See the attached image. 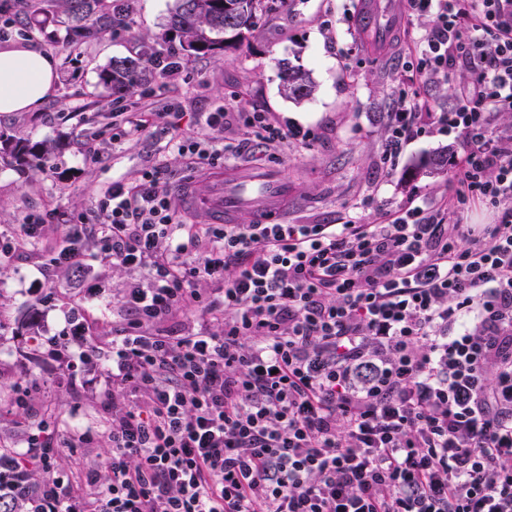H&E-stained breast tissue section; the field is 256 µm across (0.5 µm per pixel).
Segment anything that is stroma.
<instances>
[{
	"instance_id": "35a3bbf8",
	"label": "stroma",
	"mask_w": 512,
	"mask_h": 512,
	"mask_svg": "<svg viewBox=\"0 0 512 512\" xmlns=\"http://www.w3.org/2000/svg\"><path fill=\"white\" fill-rule=\"evenodd\" d=\"M357 2L266 0L240 42L215 56L186 58L177 79L125 95L104 89L99 71L113 59L136 58L148 47H160L173 0H124L123 26L68 54L57 49L65 36L63 24L33 27L14 12L0 14L12 27L13 42L50 54L57 72L52 92L34 110L0 112V131L51 148L37 163H0V230L16 228L32 214L44 215L52 226L93 223L103 191L119 177L134 179L159 168L161 189L174 193L199 179L189 157L171 150L168 135L160 131L174 101L182 106L177 132L187 139L204 137L222 145L223 131L205 127L201 118L230 97L246 111L268 113L310 133V141L289 140L275 157L250 148L234 161L236 168L287 180L288 205L279 222L341 224L356 215L372 222L376 213L363 209L366 199L389 208L417 193L429 201L447 196L452 174L424 176L415 169L436 152H461L463 138L428 136L407 145L394 167L382 163L396 93L393 76L406 71L411 56L397 48L347 56L346 47L362 40L355 24ZM284 61L309 72L315 85L311 96L298 101L284 94L279 76ZM469 79V70L462 67L448 82L427 85L421 94L431 111H450ZM118 109L158 113L157 125L113 139L112 114ZM42 263V248L25 245L0 264V439L18 455L26 436L43 424L63 431L107 428L112 407L101 397L103 368L69 371L66 363L49 356L46 340L61 335L68 310L80 304L89 312L87 336L107 347L113 328L123 320L121 301L133 277L96 262L86 272L60 268L46 282L39 274ZM94 280L104 285V296L89 295L86 284ZM26 391L29 406L21 413L15 401ZM109 453L102 443L80 448L61 455L58 469L72 478L78 493L91 495L95 488L86 484L85 475L93 471L106 478Z\"/></svg>"
}]
</instances>
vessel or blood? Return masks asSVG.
Instances as JSON below:
<instances>
[{
    "label": "vessel or blood",
    "mask_w": 512,
    "mask_h": 512,
    "mask_svg": "<svg viewBox=\"0 0 512 512\" xmlns=\"http://www.w3.org/2000/svg\"><path fill=\"white\" fill-rule=\"evenodd\" d=\"M403 10L402 0H362L359 31L376 40L385 39L397 24ZM284 182L260 176L212 173L183 193L185 204L210 211L214 223L231 219L244 208H271L287 196Z\"/></svg>",
    "instance_id": "1"
}]
</instances>
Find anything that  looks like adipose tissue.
I'll use <instances>...</instances> for the list:
<instances>
[{"label": "adipose tissue", "mask_w": 512, "mask_h": 512, "mask_svg": "<svg viewBox=\"0 0 512 512\" xmlns=\"http://www.w3.org/2000/svg\"><path fill=\"white\" fill-rule=\"evenodd\" d=\"M53 58L22 45L0 47V112H28L52 92Z\"/></svg>", "instance_id": "adipose-tissue-1"}]
</instances>
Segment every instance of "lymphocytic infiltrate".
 Wrapping results in <instances>:
<instances>
[{"mask_svg": "<svg viewBox=\"0 0 512 512\" xmlns=\"http://www.w3.org/2000/svg\"><path fill=\"white\" fill-rule=\"evenodd\" d=\"M406 2L433 24L415 38L382 160L394 166L426 132L418 86L468 64L458 105L432 125L466 140L449 199L417 195L372 224H190L158 171L113 181L97 224L64 225L42 275L90 261L140 272L108 349L88 341L78 305L53 340L136 399L112 415L110 476L93 498L55 472L60 447L97 442L82 429L33 433L24 454L0 456L10 500L35 512H512V134L487 135L512 112V0ZM204 123L223 129L222 147L169 145L210 167L294 135L233 100ZM476 203L492 223H464ZM190 309L191 330L149 332Z\"/></svg>", "mask_w": 512, "mask_h": 512, "instance_id": "lymphocytic-infiltrate-1", "label": "lymphocytic infiltrate"}]
</instances>
